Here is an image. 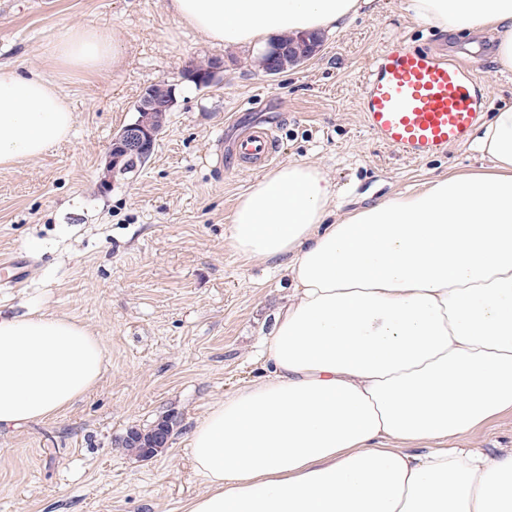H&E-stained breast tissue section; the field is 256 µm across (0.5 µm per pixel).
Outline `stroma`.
Returning a JSON list of instances; mask_svg holds the SVG:
<instances>
[{
    "label": "stroma",
    "instance_id": "1",
    "mask_svg": "<svg viewBox=\"0 0 512 512\" xmlns=\"http://www.w3.org/2000/svg\"><path fill=\"white\" fill-rule=\"evenodd\" d=\"M66 24L122 29V63L91 77L47 68L42 48ZM390 41L477 63L484 114L512 105L494 33L442 32L407 0H372L325 32L314 57L274 76L256 66L260 48L211 45L179 23L169 0H0V63L57 80L77 114L65 140L0 170V259L34 261L24 282L0 285V315L76 319L104 352L92 391L51 418L0 428V512H186L205 491L190 432L213 403L262 375V344L291 293L283 266L240 256L226 237L259 176L239 170L229 150L243 130L272 128L277 165L319 168L340 215L489 167L469 143L411 161L370 135L362 80ZM214 58L224 68L212 84L183 78L188 63ZM161 81L176 103L151 156L103 185L113 135ZM165 414L177 420L169 448L138 458L122 446L129 428ZM462 444L512 448V413Z\"/></svg>",
    "mask_w": 512,
    "mask_h": 512
}]
</instances>
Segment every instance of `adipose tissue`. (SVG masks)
<instances>
[{"label":"adipose tissue","mask_w":512,"mask_h":512,"mask_svg":"<svg viewBox=\"0 0 512 512\" xmlns=\"http://www.w3.org/2000/svg\"><path fill=\"white\" fill-rule=\"evenodd\" d=\"M368 0H170L216 46L341 28ZM423 23L494 29L512 71V0H408ZM120 29L69 24L46 63L119 65ZM76 116L55 82L0 64V168L41 156ZM491 172L432 180L334 217L331 181L290 163L232 216L246 258L284 261L293 295L262 356L266 374L216 402L190 434L207 490L187 512H512V448L449 440L512 412V107L474 131ZM103 349L53 314L0 317V427L46 419L99 382Z\"/></svg>","instance_id":"adipose-tissue-1"}]
</instances>
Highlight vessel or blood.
I'll use <instances>...</instances> for the list:
<instances>
[{
  "instance_id": "1",
  "label": "vessel or blood",
  "mask_w": 512,
  "mask_h": 512,
  "mask_svg": "<svg viewBox=\"0 0 512 512\" xmlns=\"http://www.w3.org/2000/svg\"><path fill=\"white\" fill-rule=\"evenodd\" d=\"M473 68L400 42H390L373 58L365 76L362 110L378 140L409 158H425L467 141L482 118ZM244 166L269 163L275 156L271 129L255 126L233 143ZM26 258L0 263V282H21Z\"/></svg>"
}]
</instances>
